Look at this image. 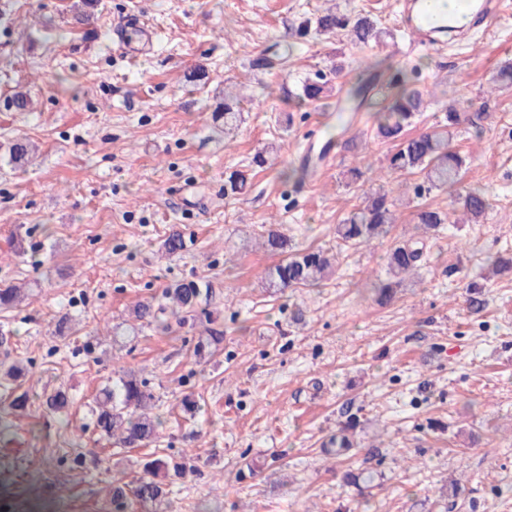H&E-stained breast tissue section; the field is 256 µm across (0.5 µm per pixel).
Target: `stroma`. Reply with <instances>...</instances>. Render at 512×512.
<instances>
[{
    "label": "stroma",
    "instance_id": "stroma-1",
    "mask_svg": "<svg viewBox=\"0 0 512 512\" xmlns=\"http://www.w3.org/2000/svg\"><path fill=\"white\" fill-rule=\"evenodd\" d=\"M341 12L370 14L393 40L359 47L344 33L298 40L300 20L327 0H0V145L26 138L32 164L18 168L0 149V282L36 278L9 240L33 228L38 259L52 267L16 309L0 311L12 330L11 357L30 361L26 411L0 389V484L19 506L61 512H112L114 476L131 480L147 453L186 449L199 475L171 487L166 512H512V275L492 274L487 257H512V87L491 92L512 62V12L462 46L412 45L398 0H336ZM91 13L88 23L75 16ZM154 29L152 50L133 55L114 32L131 16ZM288 63L257 67L285 43ZM360 66L382 79L399 74L428 87L420 126L439 124L446 105L483 108L479 128L455 131L468 158L465 184L480 185L490 208L478 224H450L427 241L416 277L379 305L372 282L385 276L390 246L415 232L418 204L453 211L444 191L409 198L389 235L347 247L335 227L359 202L343 173L352 164L390 192L393 151L374 136L369 107L353 112L347 146L319 175L302 169L310 129L331 122L335 98L298 105L300 80ZM246 85L240 135L225 140L213 121L225 89ZM31 103L15 108V94ZM274 146L266 164L255 154ZM250 186L224 194L226 172ZM294 246L339 255L320 288L276 291L265 270L278 257L256 245L269 224ZM182 225L187 248L171 259L159 246ZM210 282L224 342L198 358L194 332L144 329L112 340L133 305L171 281ZM485 309L471 314L469 283ZM69 314L67 337L53 335ZM92 351H84L85 342ZM150 378L163 425L147 448L119 449L99 437L92 409L116 368ZM67 390L64 413L45 393ZM194 393L201 410L185 419L179 401ZM357 415V448L337 455L327 438ZM96 453L85 471L75 456ZM260 468L238 479L245 460ZM372 473L364 496L346 470Z\"/></svg>",
    "mask_w": 512,
    "mask_h": 512
}]
</instances>
